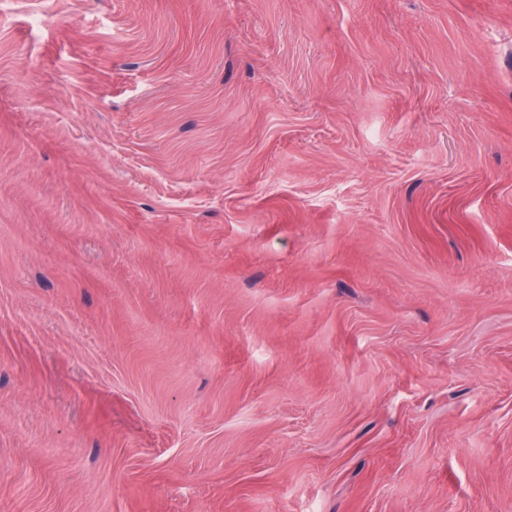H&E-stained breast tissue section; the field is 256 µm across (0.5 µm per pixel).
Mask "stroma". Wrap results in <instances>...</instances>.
<instances>
[{
	"mask_svg": "<svg viewBox=\"0 0 512 512\" xmlns=\"http://www.w3.org/2000/svg\"><path fill=\"white\" fill-rule=\"evenodd\" d=\"M0 512H512V0H0Z\"/></svg>",
	"mask_w": 512,
	"mask_h": 512,
	"instance_id": "1",
	"label": "stroma"
}]
</instances>
